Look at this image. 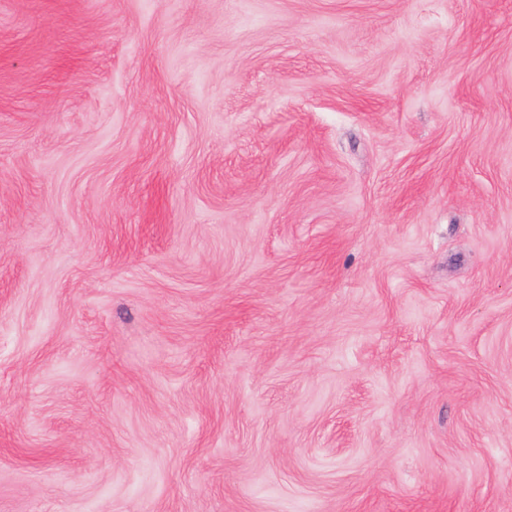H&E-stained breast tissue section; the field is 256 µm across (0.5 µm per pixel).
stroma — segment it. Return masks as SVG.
<instances>
[{"mask_svg": "<svg viewBox=\"0 0 512 512\" xmlns=\"http://www.w3.org/2000/svg\"><path fill=\"white\" fill-rule=\"evenodd\" d=\"M0 512H512V0H0Z\"/></svg>", "mask_w": 512, "mask_h": 512, "instance_id": "1", "label": "stroma"}]
</instances>
